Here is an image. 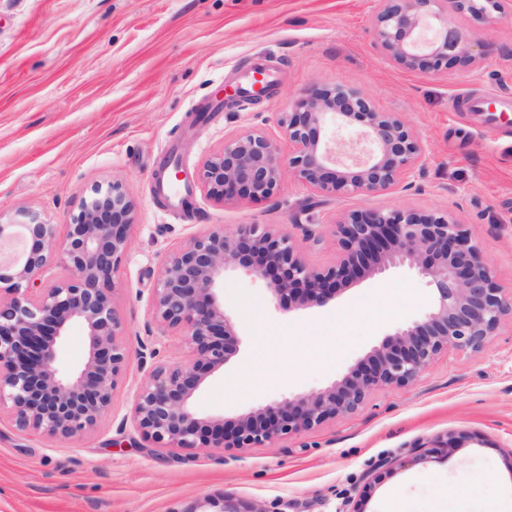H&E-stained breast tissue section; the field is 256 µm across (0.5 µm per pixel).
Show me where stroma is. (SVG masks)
<instances>
[{
    "mask_svg": "<svg viewBox=\"0 0 512 512\" xmlns=\"http://www.w3.org/2000/svg\"><path fill=\"white\" fill-rule=\"evenodd\" d=\"M374 0H0V220L28 208L66 232L83 195L120 181L136 206L112 303L126 362L108 412L81 439L16 430L0 417V512H187L227 497L266 512H512V321L482 351L452 349L413 383L375 391L357 413L237 451L162 448L130 423L134 398L159 364L184 359L177 339L155 346L150 316L164 259L191 238L234 224L290 235L328 267L327 226L361 209L446 212L512 289V123L469 112L465 96H512V15L463 24L491 50L442 75L404 70L373 45ZM275 72L260 102H223L256 58ZM355 87L405 122L426 154L412 186L322 197L285 177L267 200L218 203L194 187L175 212L155 193V157L176 144L188 177L227 135L263 129L304 90ZM324 225L320 242L304 227ZM237 354L208 374L194 403L204 419L242 413L340 379L385 335L430 307L414 271L354 284L335 305L291 310L245 271L226 277ZM272 342L268 356L260 344ZM453 438L454 447L440 444ZM429 447L427 461L411 449ZM394 458L392 468L379 467Z\"/></svg>",
    "mask_w": 512,
    "mask_h": 512,
    "instance_id": "stroma-1",
    "label": "stroma"
}]
</instances>
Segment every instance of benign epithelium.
I'll return each mask as SVG.
<instances>
[{"instance_id": "7a95c632", "label": "benign epithelium", "mask_w": 512, "mask_h": 512, "mask_svg": "<svg viewBox=\"0 0 512 512\" xmlns=\"http://www.w3.org/2000/svg\"><path fill=\"white\" fill-rule=\"evenodd\" d=\"M505 12H512V0H375L374 43L404 70L440 74L479 59L458 18L493 26ZM277 125L291 148L286 159L262 130L224 138L197 175L210 199H268L286 173L320 197L387 194L408 188L409 174L425 157L422 141L404 122L343 85L305 91ZM134 213L133 200L115 181L81 198L62 240L57 225L30 209L0 224V245H20L16 255L0 258V406H7L17 430L79 438L107 413L126 361L111 292ZM330 228L338 254L324 269L310 265L291 236L259 224L197 236L165 259L151 301L156 342L181 337L187 361L153 368L137 391L131 420L145 437L165 448L240 450L297 435L358 412L378 389L414 382L450 347L481 351L512 317V292L446 213L355 210ZM398 265L434 288L433 305L396 327L341 379L231 422L197 416L194 393L237 352V333L218 295L228 273L245 268L268 280L271 294L290 310L323 309L353 282ZM56 268L67 276L41 287ZM73 322L86 328L88 350L76 372L64 373L57 352ZM213 506L266 512L255 502L224 499Z\"/></svg>"}]
</instances>
